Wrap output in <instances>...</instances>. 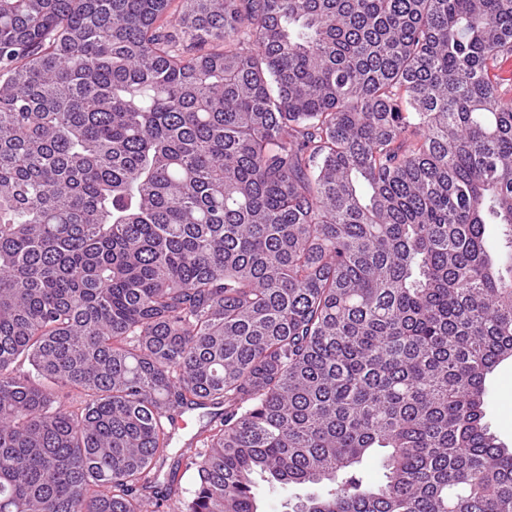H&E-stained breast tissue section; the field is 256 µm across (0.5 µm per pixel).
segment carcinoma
<instances>
[{"instance_id": "carcinoma-1", "label": "carcinoma", "mask_w": 512, "mask_h": 512, "mask_svg": "<svg viewBox=\"0 0 512 512\" xmlns=\"http://www.w3.org/2000/svg\"><path fill=\"white\" fill-rule=\"evenodd\" d=\"M171 2L0 0V512H512V0ZM488 420L491 430L512 446V359L502 362L488 376ZM207 421L206 417H202L201 413L199 412H190L188 414H185L183 416V426L180 427L179 431H177L174 441H173V454L171 455L172 458L168 459L166 462V465L163 468L164 476L166 477V474L170 471V468L172 467V464L174 460H177V456H175V452H178L179 448H183V445L185 442H187L194 434H196L200 428L205 425ZM180 452L177 453V455ZM255 495L258 499V510L260 512H288L289 507L293 506L298 497H303L309 490L296 486H283L279 484L271 485L263 481L260 477L256 478Z\"/></svg>"}]
</instances>
